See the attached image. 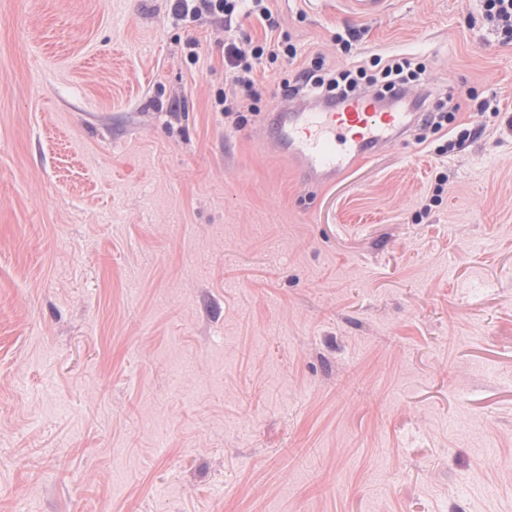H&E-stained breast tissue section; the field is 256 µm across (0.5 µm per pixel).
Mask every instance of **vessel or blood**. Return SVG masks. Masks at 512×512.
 Here are the masks:
<instances>
[{"instance_id":"vessel-or-blood-1","label":"vessel or blood","mask_w":512,"mask_h":512,"mask_svg":"<svg viewBox=\"0 0 512 512\" xmlns=\"http://www.w3.org/2000/svg\"><path fill=\"white\" fill-rule=\"evenodd\" d=\"M414 122V113L382 109L377 95L359 93L321 112L290 105L273 113L267 128L275 145L295 160L304 183L320 185L336 182L356 161L389 142L410 137Z\"/></svg>"}]
</instances>
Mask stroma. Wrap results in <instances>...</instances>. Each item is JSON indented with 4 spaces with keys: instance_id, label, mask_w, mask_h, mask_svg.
Returning <instances> with one entry per match:
<instances>
[{
    "instance_id": "stroma-1",
    "label": "stroma",
    "mask_w": 512,
    "mask_h": 512,
    "mask_svg": "<svg viewBox=\"0 0 512 512\" xmlns=\"http://www.w3.org/2000/svg\"><path fill=\"white\" fill-rule=\"evenodd\" d=\"M174 6L0 0V512H512V44L271 0L296 55L235 124L263 24ZM389 56L453 121L305 185L280 82Z\"/></svg>"
}]
</instances>
